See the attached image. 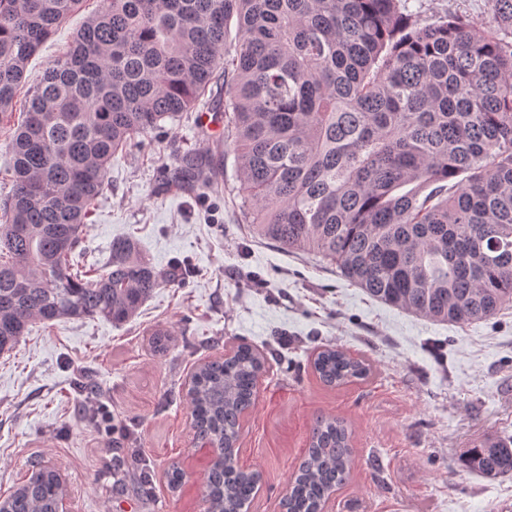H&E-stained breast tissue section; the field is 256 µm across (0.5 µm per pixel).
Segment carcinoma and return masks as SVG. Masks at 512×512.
Masks as SVG:
<instances>
[{
	"instance_id": "obj_1",
	"label": "carcinoma",
	"mask_w": 512,
	"mask_h": 512,
	"mask_svg": "<svg viewBox=\"0 0 512 512\" xmlns=\"http://www.w3.org/2000/svg\"><path fill=\"white\" fill-rule=\"evenodd\" d=\"M83 0H0V121L39 47ZM479 25L424 24L408 0H103L49 64L7 143L0 206V354L34 321L133 319L168 283L131 236L104 268L79 266L81 235L119 153L190 112H222L254 235L322 257L372 298L439 323L512 307V0ZM234 40H228L230 26ZM169 188L215 193L224 157L186 152ZM308 366L327 387L371 364L326 345ZM264 354L249 344L200 364L186 392L195 443L224 449L208 512H243L263 474L235 448ZM353 431L314 422L286 512H323L353 465ZM464 467L512 474V436ZM65 488L40 467L0 512H56Z\"/></svg>"
}]
</instances>
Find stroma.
Instances as JSON below:
<instances>
[{"mask_svg": "<svg viewBox=\"0 0 512 512\" xmlns=\"http://www.w3.org/2000/svg\"><path fill=\"white\" fill-rule=\"evenodd\" d=\"M102 0H84L32 58L11 117L0 123V200L10 195L5 142L44 68L65 54ZM428 20L453 12L491 19L489 0H410ZM223 115L182 121L117 156L81 247L103 266L112 241L135 237L175 283L153 291L123 325L101 318L32 324L0 355V497L35 464L58 470L72 512H203L208 449L192 440L186 385L200 363L245 342L266 357L238 463L262 471L248 512H280L319 415L353 430L350 479L328 512H512V475L466 471L476 441L512 436V308L487 321L440 324L372 299L335 266L256 239L240 207L234 158L219 200L163 187L159 170L188 150H212ZM170 332L154 352V332ZM367 359V381L323 386L294 368L325 345ZM114 427L105 430L99 411ZM179 466L178 490L166 472ZM149 469L150 490L138 483Z\"/></svg>", "mask_w": 512, "mask_h": 512, "instance_id": "1", "label": "stroma"}]
</instances>
